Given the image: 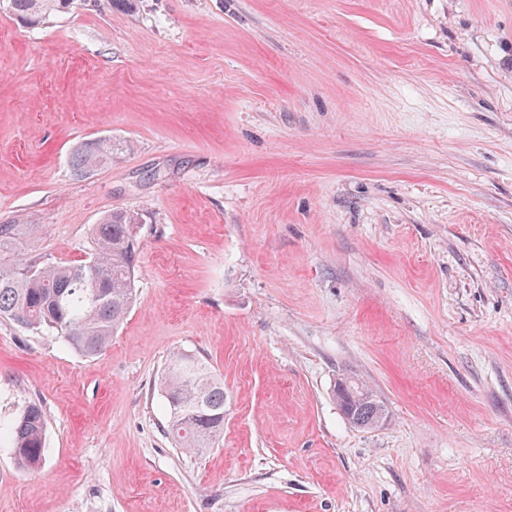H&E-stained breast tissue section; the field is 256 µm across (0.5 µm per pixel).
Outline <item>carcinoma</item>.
Listing matches in <instances>:
<instances>
[{
  "mask_svg": "<svg viewBox=\"0 0 512 512\" xmlns=\"http://www.w3.org/2000/svg\"><path fill=\"white\" fill-rule=\"evenodd\" d=\"M75 0H0V12L38 25L50 15L67 13ZM129 149L125 141L100 139L80 145L72 156L75 175L83 176ZM136 216L114 210L92 227L88 261L73 265L0 267V318L21 328L45 329L84 356L101 354L135 300ZM21 224L0 225V259L18 246ZM350 397L339 403L348 423L376 428L387 414L380 395L347 374ZM166 401L163 432L188 454L211 448L224 433V381L204 358L176 352L161 374ZM46 422L42 406L31 402L15 421L10 440L17 467L40 468L45 461Z\"/></svg>",
  "mask_w": 512,
  "mask_h": 512,
  "instance_id": "1",
  "label": "carcinoma"
}]
</instances>
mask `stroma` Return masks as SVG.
Segmentation results:
<instances>
[{
	"instance_id": "1",
	"label": "stroma",
	"mask_w": 512,
	"mask_h": 512,
	"mask_svg": "<svg viewBox=\"0 0 512 512\" xmlns=\"http://www.w3.org/2000/svg\"><path fill=\"white\" fill-rule=\"evenodd\" d=\"M115 209L136 300L102 354L0 319V512H512V0L0 13V224L38 228L6 264L88 259ZM175 351L224 381L200 455L162 431ZM343 373L383 425L344 419ZM130 144L125 141L100 139L80 145L72 156L71 167L75 175L83 176L99 166L112 161L117 155L128 150ZM348 381L351 389L350 397L342 403L337 392L340 382ZM336 398L340 410L348 423L359 429H374L379 415L387 416V409L380 395L369 385L354 375H344L336 382ZM45 414L39 403L32 402L15 421L10 440L17 467L22 471L40 468L45 461Z\"/></svg>"
}]
</instances>
